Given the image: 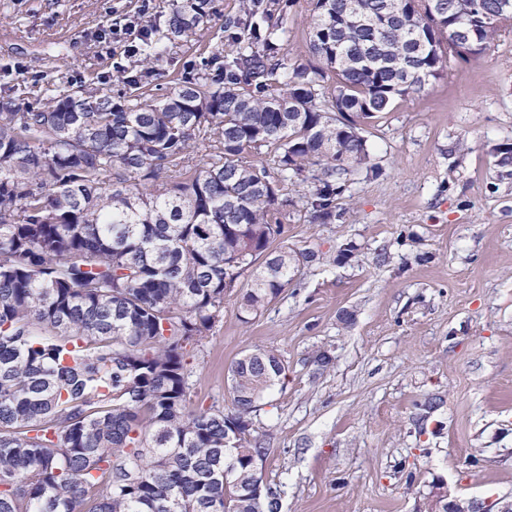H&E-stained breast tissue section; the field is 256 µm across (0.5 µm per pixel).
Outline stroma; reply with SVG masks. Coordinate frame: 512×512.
<instances>
[{
	"label": "stroma",
	"mask_w": 512,
	"mask_h": 512,
	"mask_svg": "<svg viewBox=\"0 0 512 512\" xmlns=\"http://www.w3.org/2000/svg\"><path fill=\"white\" fill-rule=\"evenodd\" d=\"M240 0L170 41L173 0H0V91L63 82L125 91L135 43L112 31L151 20L161 53L140 85L164 93L223 49ZM310 0L284 21L287 65L308 60ZM380 171H357L336 216L314 219L312 184L285 186L283 241L314 252L262 315L238 292L188 345L194 402L230 406V363L274 350L286 378L254 425L281 512H426L434 483L454 495L512 497V32L397 100L365 132ZM351 252H343V245ZM324 353L330 366L313 358Z\"/></svg>",
	"instance_id": "35a3bbf8"
}]
</instances>
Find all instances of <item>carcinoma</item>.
Segmentation results:
<instances>
[{
	"instance_id": "carcinoma-1",
	"label": "carcinoma",
	"mask_w": 512,
	"mask_h": 512,
	"mask_svg": "<svg viewBox=\"0 0 512 512\" xmlns=\"http://www.w3.org/2000/svg\"><path fill=\"white\" fill-rule=\"evenodd\" d=\"M291 0H241L229 50L158 96L33 86L0 94V512H259L260 402L285 376L268 349L229 367L232 409L193 408L186 345L251 271L239 316L262 314L299 258L275 245L281 186L312 180L335 216L349 175L373 172L362 125L505 31L499 0H311L310 59L280 34ZM180 0L175 40L207 17ZM277 176L243 162L261 148ZM205 159L203 165L194 157Z\"/></svg>"
}]
</instances>
